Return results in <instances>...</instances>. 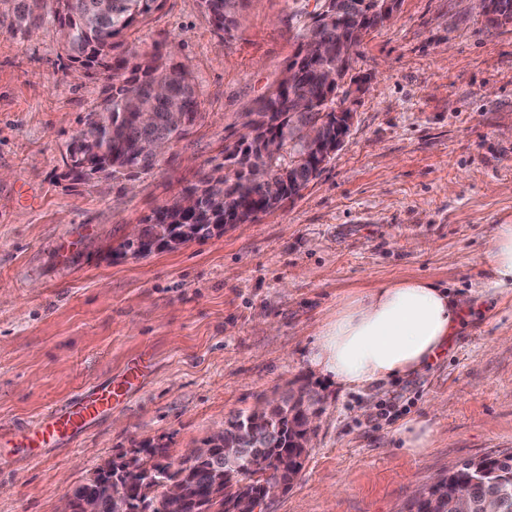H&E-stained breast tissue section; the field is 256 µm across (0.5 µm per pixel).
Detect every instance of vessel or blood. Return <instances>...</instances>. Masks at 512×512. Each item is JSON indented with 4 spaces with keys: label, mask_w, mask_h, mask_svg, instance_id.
Segmentation results:
<instances>
[{
    "label": "vessel or blood",
    "mask_w": 512,
    "mask_h": 512,
    "mask_svg": "<svg viewBox=\"0 0 512 512\" xmlns=\"http://www.w3.org/2000/svg\"><path fill=\"white\" fill-rule=\"evenodd\" d=\"M150 368L148 359L139 358L126 372L109 383H96L48 413L34 428L19 435L17 445L26 452L75 441L104 413L121 404L127 394L145 377Z\"/></svg>",
    "instance_id": "obj_1"
}]
</instances>
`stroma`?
<instances>
[{
  "mask_svg": "<svg viewBox=\"0 0 512 512\" xmlns=\"http://www.w3.org/2000/svg\"><path fill=\"white\" fill-rule=\"evenodd\" d=\"M311 0H243L218 30L200 0H165L114 57L157 53L189 73L203 117L151 173L98 188L61 154L106 82L68 68L54 31H0V432L38 424L148 353L124 406L74 443L0 447V512H58L95 467L201 446L291 387L318 404L292 487L263 512H403L441 474L512 452V289H485L481 254L512 224V25L480 0H400L353 65L361 91L340 149L299 196L246 224L145 257L144 223L217 164L280 82ZM423 277L454 288L462 322L425 372L375 395L341 392L310 361L342 297ZM412 417L435 427L406 454ZM395 437L401 439L410 454H422L432 445L433 426L428 419L410 420L396 431Z\"/></svg>",
  "mask_w": 512,
  "mask_h": 512,
  "instance_id": "1",
  "label": "stroma"
}]
</instances>
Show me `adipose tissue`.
I'll list each match as a JSON object with an SVG mask.
<instances>
[{"label":"adipose tissue","instance_id":"adipose-tissue-1","mask_svg":"<svg viewBox=\"0 0 512 512\" xmlns=\"http://www.w3.org/2000/svg\"><path fill=\"white\" fill-rule=\"evenodd\" d=\"M482 263L492 287L512 288V224L498 225ZM462 304L432 281L406 278L340 300L310 362L337 387L372 392L423 373L460 323Z\"/></svg>","mask_w":512,"mask_h":512}]
</instances>
